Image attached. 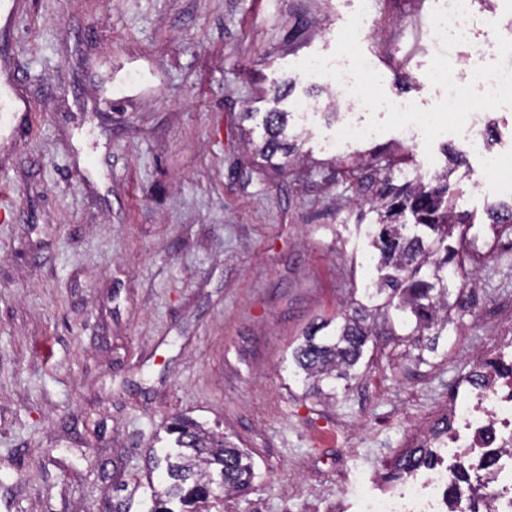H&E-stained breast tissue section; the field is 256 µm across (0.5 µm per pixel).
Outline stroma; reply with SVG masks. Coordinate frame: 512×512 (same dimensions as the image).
I'll return each instance as SVG.
<instances>
[{"mask_svg": "<svg viewBox=\"0 0 512 512\" xmlns=\"http://www.w3.org/2000/svg\"><path fill=\"white\" fill-rule=\"evenodd\" d=\"M18 2L0 83L32 123L0 131V512H112L179 415L253 457L224 512H345L512 331V247H485L486 207L508 194L482 157L399 131L337 141L335 89L297 68L362 7L386 95L431 108L438 0ZM494 28L475 20L448 50L457 80L494 62ZM278 90L290 127L315 114L269 160L254 146ZM408 154L469 215L476 288L427 361L373 313L366 367L336 398L306 392L291 350L374 276L370 180Z\"/></svg>", "mask_w": 512, "mask_h": 512, "instance_id": "stroma-1", "label": "stroma"}]
</instances>
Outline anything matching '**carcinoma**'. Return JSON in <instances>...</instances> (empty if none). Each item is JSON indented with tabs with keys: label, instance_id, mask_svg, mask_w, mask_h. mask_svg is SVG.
Masks as SVG:
<instances>
[{
	"label": "carcinoma",
	"instance_id": "carcinoma-1",
	"mask_svg": "<svg viewBox=\"0 0 512 512\" xmlns=\"http://www.w3.org/2000/svg\"><path fill=\"white\" fill-rule=\"evenodd\" d=\"M264 125V155L271 159L289 154L288 113L269 112ZM377 195L371 206L377 218L365 225L364 236L380 253L378 278L362 289L354 315L333 327L328 321L312 326L291 352L295 375L308 389L331 398L336 397V381L349 380L362 363L371 340L364 325L366 313L387 316L409 336L433 331L420 349L422 360L424 353L436 352L437 339L451 322L449 313L465 292L450 287L448 265L460 250L447 240L456 225L468 223V217L455 212L448 175L435 177L431 184L418 180L397 184L386 175ZM408 216L414 227L434 238L404 233ZM439 253L443 257L432 259ZM168 432L174 447L149 458L151 470L160 471V486L151 487L143 512H223L224 497L250 487L256 472L248 452L186 417L174 418ZM428 455L427 448H408L395 458V467L407 473ZM115 491L126 495L112 498V512H131L137 488L123 485Z\"/></svg>",
	"mask_w": 512,
	"mask_h": 512
}]
</instances>
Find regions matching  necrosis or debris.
I'll return each mask as SVG.
<instances>
[{
    "instance_id": "1",
    "label": "necrosis or debris",
    "mask_w": 512,
    "mask_h": 512,
    "mask_svg": "<svg viewBox=\"0 0 512 512\" xmlns=\"http://www.w3.org/2000/svg\"><path fill=\"white\" fill-rule=\"evenodd\" d=\"M476 361L420 437L433 459L388 489L361 491L355 512H512V336Z\"/></svg>"
}]
</instances>
